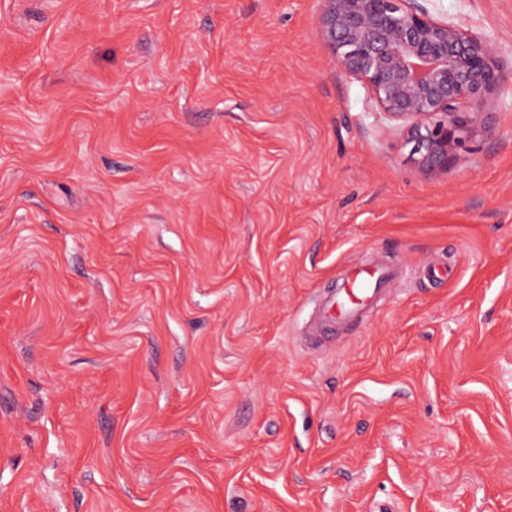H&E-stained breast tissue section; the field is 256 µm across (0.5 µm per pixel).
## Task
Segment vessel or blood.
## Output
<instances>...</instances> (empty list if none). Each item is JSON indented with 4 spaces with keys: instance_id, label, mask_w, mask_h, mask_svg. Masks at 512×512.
<instances>
[{
    "instance_id": "vessel-or-blood-1",
    "label": "vessel or blood",
    "mask_w": 512,
    "mask_h": 512,
    "mask_svg": "<svg viewBox=\"0 0 512 512\" xmlns=\"http://www.w3.org/2000/svg\"><path fill=\"white\" fill-rule=\"evenodd\" d=\"M396 277V271L381 262L345 268L336 288L329 290L318 305L319 324L333 320L353 321L359 315L373 311Z\"/></svg>"
}]
</instances>
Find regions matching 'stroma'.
I'll return each mask as SVG.
<instances>
[{"label":"stroma","instance_id":"1","mask_svg":"<svg viewBox=\"0 0 512 512\" xmlns=\"http://www.w3.org/2000/svg\"><path fill=\"white\" fill-rule=\"evenodd\" d=\"M324 7L0 0V512H512V92L422 175ZM396 278L397 272L381 262L348 266L341 273L337 287L320 300L319 324L332 320L354 321L359 315L373 311Z\"/></svg>","mask_w":512,"mask_h":512}]
</instances>
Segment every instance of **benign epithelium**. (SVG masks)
<instances>
[{
    "mask_svg": "<svg viewBox=\"0 0 512 512\" xmlns=\"http://www.w3.org/2000/svg\"><path fill=\"white\" fill-rule=\"evenodd\" d=\"M336 73L360 81L406 129L424 175L446 172L486 130L506 78L492 39L432 17L418 0H325Z\"/></svg>",
    "mask_w": 512,
    "mask_h": 512,
    "instance_id": "benign-epithelium-1",
    "label": "benign epithelium"
}]
</instances>
